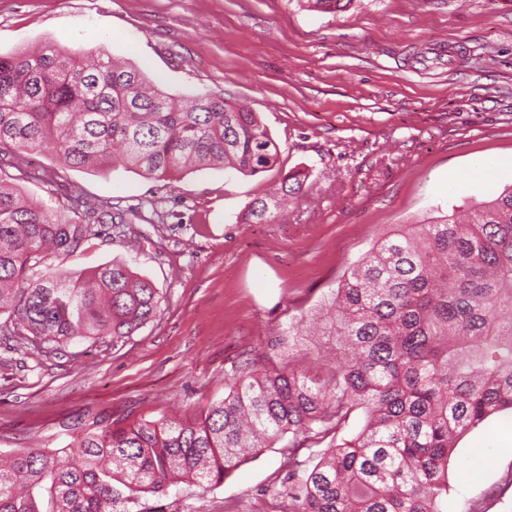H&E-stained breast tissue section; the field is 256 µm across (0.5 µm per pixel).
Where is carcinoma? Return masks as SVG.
<instances>
[{
    "label": "carcinoma",
    "instance_id": "carcinoma-1",
    "mask_svg": "<svg viewBox=\"0 0 512 512\" xmlns=\"http://www.w3.org/2000/svg\"><path fill=\"white\" fill-rule=\"evenodd\" d=\"M350 0H307L324 13ZM50 151L67 168L120 165L155 180L220 165L256 176L279 148L255 112L208 91L178 98L105 51L50 44L0 54V155L19 167ZM0 167L1 336L56 353L76 339L125 341L155 318L161 297L125 261L77 276L42 270L123 212L78 197L51 209L26 199ZM306 176L285 174L240 215L271 217ZM336 351L334 378L246 372L204 419L143 421L112 430L84 420L59 448L0 459V512H117L182 481L218 485L246 457L287 434L329 446L298 460L278 496L286 512H443L455 440L512 409V185L457 214L429 217L379 239L333 291L319 327ZM365 423L338 439L357 409Z\"/></svg>",
    "mask_w": 512,
    "mask_h": 512
}]
</instances>
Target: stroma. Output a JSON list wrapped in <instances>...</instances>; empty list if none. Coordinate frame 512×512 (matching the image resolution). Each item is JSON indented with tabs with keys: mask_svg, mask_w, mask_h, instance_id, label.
I'll list each match as a JSON object with an SVG mask.
<instances>
[{
	"mask_svg": "<svg viewBox=\"0 0 512 512\" xmlns=\"http://www.w3.org/2000/svg\"><path fill=\"white\" fill-rule=\"evenodd\" d=\"M55 43L105 47L170 94L207 90L257 112L279 147L276 167L227 176L201 169L159 181L118 168L81 171L47 151L16 181L28 196L135 205L165 222L134 237L101 235L54 255L77 274L131 261L160 310L123 345L88 340L58 355L0 336V452L70 441L84 416L113 428L204 416L242 365L331 374L317 337L279 334L311 320L378 238L465 208L512 182V0H0V54ZM308 179L272 219L239 214L291 171ZM292 435L248 457L223 483L181 482L126 512H281L275 494ZM445 512H512V410L459 436Z\"/></svg>",
	"mask_w": 512,
	"mask_h": 512,
	"instance_id": "1",
	"label": "stroma"
}]
</instances>
